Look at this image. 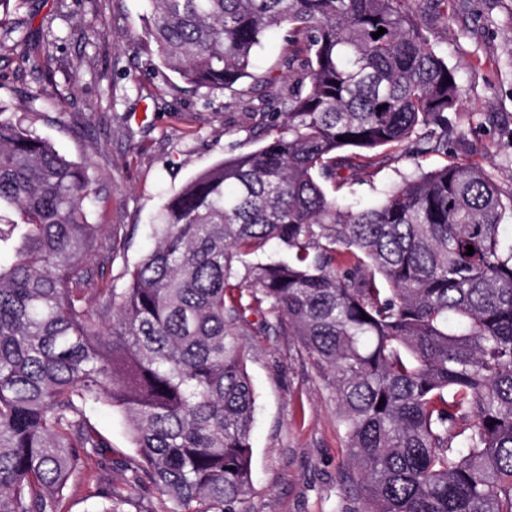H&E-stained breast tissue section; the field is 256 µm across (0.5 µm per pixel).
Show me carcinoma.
I'll list each match as a JSON object with an SVG mask.
<instances>
[{
  "label": "carcinoma",
  "instance_id": "1",
  "mask_svg": "<svg viewBox=\"0 0 512 512\" xmlns=\"http://www.w3.org/2000/svg\"><path fill=\"white\" fill-rule=\"evenodd\" d=\"M145 2L159 91L229 106L262 38L287 29L281 120L169 196L114 288L87 267L117 250L89 222L87 167L0 112V512H64L81 474L87 512H244L258 394L242 337L264 311L336 398L342 491L360 486L364 512H512V194L467 162L372 207L322 186L389 147L448 153L459 88L411 0ZM96 405L134 451L119 483Z\"/></svg>",
  "mask_w": 512,
  "mask_h": 512
}]
</instances>
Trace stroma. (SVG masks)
<instances>
[{
    "label": "stroma",
    "mask_w": 512,
    "mask_h": 512,
    "mask_svg": "<svg viewBox=\"0 0 512 512\" xmlns=\"http://www.w3.org/2000/svg\"><path fill=\"white\" fill-rule=\"evenodd\" d=\"M433 48L453 69L461 104L453 118L460 143L445 154L387 151L377 172H363L342 196L376 202L408 175L459 161L479 165L512 192V0H411ZM142 0H25L14 10L20 35L56 44L50 74L21 62L15 39L0 37V109L26 115L40 136L85 164L96 191L90 223L115 231L123 267L151 245L150 226L165 200L201 171L260 144L261 115L245 119L222 93L157 96L161 82L136 36ZM287 33L268 32L253 54L241 103L271 98ZM96 103L87 117L88 103ZM246 337L247 371L260 395L252 433L247 512H336L347 457L336 400L296 337L275 315L254 316Z\"/></svg>",
    "instance_id": "1"
}]
</instances>
